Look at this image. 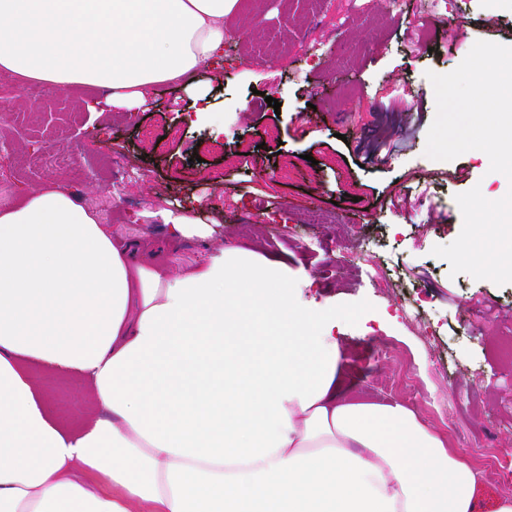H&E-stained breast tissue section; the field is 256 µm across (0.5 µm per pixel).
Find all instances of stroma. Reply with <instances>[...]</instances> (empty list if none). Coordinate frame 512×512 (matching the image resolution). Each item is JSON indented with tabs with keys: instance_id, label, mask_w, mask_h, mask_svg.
I'll return each instance as SVG.
<instances>
[{
	"instance_id": "1",
	"label": "stroma",
	"mask_w": 512,
	"mask_h": 512,
	"mask_svg": "<svg viewBox=\"0 0 512 512\" xmlns=\"http://www.w3.org/2000/svg\"><path fill=\"white\" fill-rule=\"evenodd\" d=\"M224 25L222 70L198 76L221 126L196 123L178 83L156 86L143 112L21 93L0 104V197L57 180L157 260L192 266L235 247L285 261L314 280L307 299L342 313L346 381L409 407L512 496V283L451 275L432 253L461 232L457 194L497 200L512 182L473 150L424 154L427 72L453 71L479 40L512 45V0H238ZM48 135L74 162L28 166ZM115 149L124 164L105 171ZM203 195L212 236L172 238L162 212L193 214ZM315 208L329 223H312ZM39 379L58 421L91 415L85 379Z\"/></svg>"
}]
</instances>
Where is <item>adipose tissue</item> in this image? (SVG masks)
<instances>
[{
	"instance_id": "obj_1",
	"label": "adipose tissue",
	"mask_w": 512,
	"mask_h": 512,
	"mask_svg": "<svg viewBox=\"0 0 512 512\" xmlns=\"http://www.w3.org/2000/svg\"><path fill=\"white\" fill-rule=\"evenodd\" d=\"M238 0H0V68L138 111L224 52ZM63 183L0 200V512H481L485 475L400 403L345 395L334 311L237 248L173 271ZM86 378L50 415L29 363ZM39 379L46 391L49 409L58 421L77 423L92 414V391L85 379L56 378L45 373H39Z\"/></svg>"
}]
</instances>
